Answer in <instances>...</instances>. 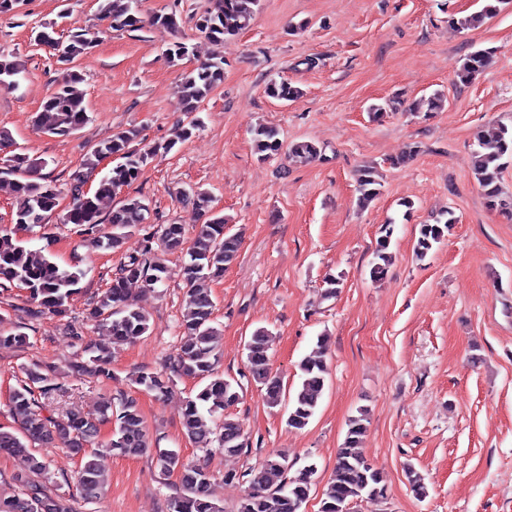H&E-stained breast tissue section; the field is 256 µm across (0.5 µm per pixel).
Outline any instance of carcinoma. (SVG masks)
<instances>
[{
	"label": "carcinoma",
	"instance_id": "carcinoma-1",
	"mask_svg": "<svg viewBox=\"0 0 512 512\" xmlns=\"http://www.w3.org/2000/svg\"><path fill=\"white\" fill-rule=\"evenodd\" d=\"M139 0H103L101 19L114 31H128L142 23L138 10ZM506 0H485L482 10L454 21L458 29L468 30L481 26L500 11ZM259 0H212L196 23V29L215 45H222L248 28L256 19ZM151 25L170 33H177L180 20L173 12L156 15ZM39 42L56 51L62 62L71 63L83 55L93 43V33L87 29L70 32L60 42L43 30L37 33ZM171 62L184 59L190 47L175 40L165 49ZM492 61V52L479 49L466 55L456 70L458 82L466 84L482 73ZM24 65L0 50V88L18 86V76L24 74ZM224 79V56L213 54L188 71L182 83L184 112L189 121L182 123L176 139L165 150L186 141L197 127L193 114ZM83 77L71 71L58 83L42 102L34 118V126L50 136H70L89 120V106L78 85ZM269 96L291 100L299 89L287 81L272 82L267 87ZM140 132L131 127L112 134V137L93 146L82 164L74 170L68 181L71 203L61 217V223L72 224L83 240L98 248L119 250L132 229L146 223L148 200L141 195H129L120 205L102 214L101 203L112 198L116 189L130 186L155 156L152 147L135 146ZM255 150L264 157L277 155L282 150L279 131L266 124L253 129ZM0 187H5L19 200L13 218L33 227L47 223L59 206L60 191L51 176L44 172L48 162L34 157L14 142L10 133L0 130ZM320 154L311 141H297L288 147V156L309 161ZM112 156L119 163L100 178L94 192L84 186L102 160ZM512 162V128L491 127L477 136V149L472 154V167L482 195L488 205L512 217V194L502 187V173ZM381 183L370 168L359 171L357 190L359 204L365 206L380 194ZM193 211L198 228L193 237H186L182 224H167L158 238V245L183 256V274L188 287L187 312L183 316L182 338L176 353L169 357L160 372L142 370L134 382L144 390L162 395L176 377L207 380V383L185 401L181 424L187 438L199 448L218 442L228 455H236L244 448L243 427L238 419L224 410L239 399V384L224 378L217 371L219 352L215 344L218 330L213 326L216 302L209 282L224 276V270L237 258L241 240L225 230L224 216L210 208V198L204 192L193 193ZM456 222L454 212L446 211L434 224L420 226L415 253L424 259L434 245ZM111 231H104L105 227ZM394 224L381 226L369 276L377 282L383 280L391 264L389 252ZM164 265L156 255L153 238L143 240L142 249L127 256L108 287L92 303L88 318L98 323L104 342L90 348V363L71 365L79 375H107L110 363L108 343L131 341L144 335L148 329L146 314L129 296L127 285L142 282L153 287L164 279ZM85 273L79 268L65 269L51 261L40 250H32L22 241L7 235L0 236V289L20 285L26 290L35 307L28 310L33 319L46 313L59 312L79 292ZM271 333L257 329L247 342V367L254 383L264 391L267 403L276 407L280 403L281 379L273 371L268 354ZM29 337L19 331L0 329V346L22 348ZM327 337H318L312 350L302 358L299 369L303 380L295 393L288 413V426L306 427L318 407L325 387ZM27 381L14 389L11 406L21 418V429L16 432L0 427V452L14 457L24 472L16 477L17 490L7 498L0 497V512H69L62 497L52 493L47 485L30 478L47 470L44 460L37 456V447L60 445L80 457L81 465L74 472V483L80 496L92 501L100 497L103 480L97 464L100 447L104 446L123 456H140L150 447L149 435L143 417L134 399L123 397L114 402L105 399L94 413L70 411L63 418L43 414L45 401L66 392L65 385L34 365L26 369ZM367 410L361 409L352 417L344 441L336 454L333 474L320 500L319 512H341L353 500L380 503L387 499V488L382 484L380 472L366 465L361 443L366 432ZM111 425L112 435L106 443L100 442L101 427ZM161 471H177L180 492L168 502L169 512H223L211 498L210 474L200 463L184 464L174 451L158 455ZM316 465L309 463L295 476H288V457L281 453L265 458L258 466L245 472L224 473V483L245 482L248 492L239 501L236 512H301L315 485ZM406 476L413 493L422 498L427 488L419 472L411 465Z\"/></svg>",
	"mask_w": 512,
	"mask_h": 512
}]
</instances>
